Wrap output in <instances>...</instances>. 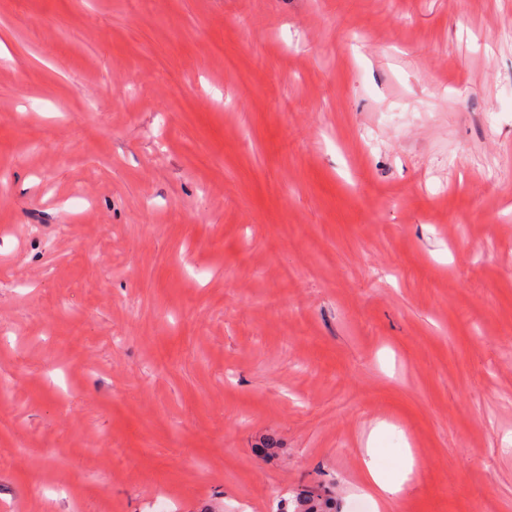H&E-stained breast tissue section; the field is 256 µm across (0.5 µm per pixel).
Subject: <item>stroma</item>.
Returning <instances> with one entry per match:
<instances>
[{
  "label": "stroma",
  "mask_w": 512,
  "mask_h": 512,
  "mask_svg": "<svg viewBox=\"0 0 512 512\" xmlns=\"http://www.w3.org/2000/svg\"><path fill=\"white\" fill-rule=\"evenodd\" d=\"M512 512V0H0V512ZM413 460L410 457L408 465L403 476H397L393 481L381 476L380 472L374 466L373 461H365L366 474V489L362 492L361 497L366 499L372 505L373 511L378 510L385 506L388 496H392L401 490V484L404 479H407L408 474L411 473Z\"/></svg>",
  "instance_id": "obj_1"
}]
</instances>
